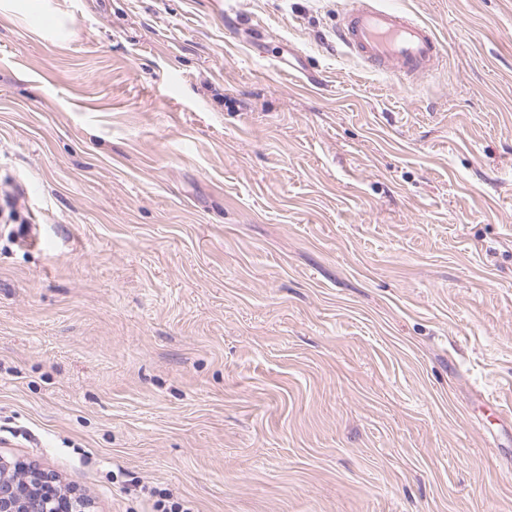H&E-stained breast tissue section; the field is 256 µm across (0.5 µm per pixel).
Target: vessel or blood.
Masks as SVG:
<instances>
[{"label":"vessel or blood","mask_w":512,"mask_h":512,"mask_svg":"<svg viewBox=\"0 0 512 512\" xmlns=\"http://www.w3.org/2000/svg\"><path fill=\"white\" fill-rule=\"evenodd\" d=\"M336 36L346 54L367 70L397 73L410 83L437 69L443 59L434 28L384 0H349Z\"/></svg>","instance_id":"b4317fda"}]
</instances>
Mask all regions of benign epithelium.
<instances>
[{"label":"benign epithelium","mask_w":512,"mask_h":512,"mask_svg":"<svg viewBox=\"0 0 512 512\" xmlns=\"http://www.w3.org/2000/svg\"><path fill=\"white\" fill-rule=\"evenodd\" d=\"M0 512H91V503L56 475L1 455Z\"/></svg>","instance_id":"7a95c632"}]
</instances>
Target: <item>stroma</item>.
<instances>
[{"label": "stroma", "mask_w": 512, "mask_h": 512, "mask_svg": "<svg viewBox=\"0 0 512 512\" xmlns=\"http://www.w3.org/2000/svg\"><path fill=\"white\" fill-rule=\"evenodd\" d=\"M0 11V455L93 512H512V0ZM336 36L346 54L370 72L398 73L412 85L443 59L434 28L384 0L348 1Z\"/></svg>", "instance_id": "35a3bbf8"}]
</instances>
